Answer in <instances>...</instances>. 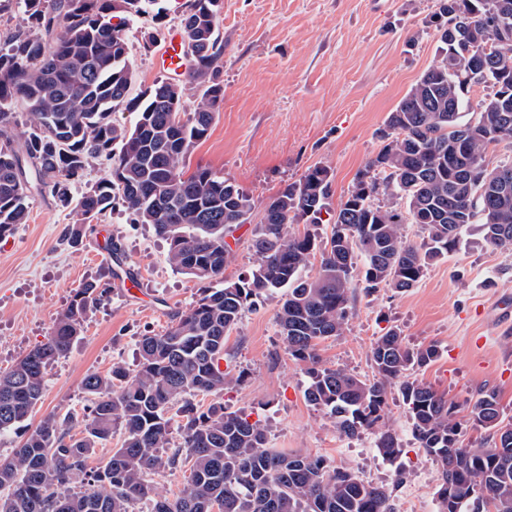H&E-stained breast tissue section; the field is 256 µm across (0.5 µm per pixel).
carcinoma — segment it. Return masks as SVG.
<instances>
[{
    "label": "carcinoma",
    "instance_id": "carcinoma-1",
    "mask_svg": "<svg viewBox=\"0 0 512 512\" xmlns=\"http://www.w3.org/2000/svg\"><path fill=\"white\" fill-rule=\"evenodd\" d=\"M450 2L456 14L433 20L440 60L389 113L384 145L337 205L330 238L319 244L309 231H290L300 220L319 223L328 210L332 173L316 166L266 202L249 275L201 289L189 308L171 314L164 332L139 338L137 369L115 363L104 374H87L82 415L46 414L13 456L0 460V512H130L143 500L150 512H392L389 489L319 457L271 448L248 415L196 402L200 394L224 393L225 336L256 299L276 291V320L289 355L306 365L310 404L348 436L373 433L383 457L395 459L401 448L385 406L397 388L415 440L438 466L440 512H512V424L502 419L496 391L481 392L460 415L458 405L412 375L436 360L437 346L410 348L394 328L371 345L372 381L324 365L318 352L344 330L356 268L366 291L404 293L456 250L470 224H481L491 246L512 249V182L500 181L501 173L512 174V160L486 163L490 145L512 138V54L493 62L480 53L502 46L496 19L512 16V0ZM17 3L28 28L0 41V236L25 223L37 183L73 208L65 234L71 246L119 200L167 241L177 270L223 279L226 237L249 220L254 202L209 168L188 176L181 170L224 100L221 0H190L183 14L195 46L189 80L203 88L191 108L183 88L166 78L127 100L125 30L156 0H0V12ZM480 85L492 93L476 103V121L462 124L469 93ZM17 101L35 117L18 149L8 134ZM122 106L135 113L129 129L112 121ZM100 157L112 160L110 175L74 196ZM380 195L387 204L375 203ZM406 224L420 228V244L407 239ZM317 254L320 265L310 275ZM108 298L109 289L95 282L76 290L47 341L0 373V436L22 428L42 400L47 368L79 339L90 306ZM478 427L487 436L475 444L467 431ZM118 429L121 447L90 466ZM175 433L179 442L167 454ZM160 471L187 473L184 490L158 495L148 476Z\"/></svg>",
    "mask_w": 512,
    "mask_h": 512
}]
</instances>
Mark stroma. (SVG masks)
I'll use <instances>...</instances> for the list:
<instances>
[{"label":"stroma","mask_w":512,"mask_h":512,"mask_svg":"<svg viewBox=\"0 0 512 512\" xmlns=\"http://www.w3.org/2000/svg\"><path fill=\"white\" fill-rule=\"evenodd\" d=\"M161 5V17L142 15L126 30L133 98L158 78L156 49L179 28L187 0ZM440 6L441 0H222L224 101L184 171L201 166L224 174L256 204L227 238L225 279L237 280L254 267L250 243L262 207L284 183L327 166L333 200L347 195L381 149L389 112L439 59L429 20ZM148 35L154 38L149 49L143 45ZM72 221L50 189H38L28 200L26 223L0 237V372L47 341L84 283L96 280L111 290L88 311L70 353L48 368L42 401L27 420L31 428L52 411L82 412L86 374L107 372L116 362L136 369L139 337L164 332L171 312L187 309L201 286L169 264L167 242L122 206L93 220L75 247L64 239ZM105 244L120 247L121 265L99 258ZM127 276L136 288L124 289ZM279 300L276 293L260 297L226 336L235 380L217 399L261 421L270 447L323 458L386 487L393 507L408 499L416 512H439L437 466L416 442L400 393L391 391L386 405L402 445L391 461L371 432L346 436L334 418L306 401L309 378L279 332ZM509 305L512 250L492 248L473 224L458 249L430 265L409 292L357 290L344 332L323 341L319 354L327 366L370 380L371 344L398 328L408 347L440 350L435 362L417 370L419 379L463 409L480 391L496 390L503 419L512 423V326L501 317ZM217 399L201 395L197 401L206 407Z\"/></svg>","instance_id":"stroma-1"}]
</instances>
